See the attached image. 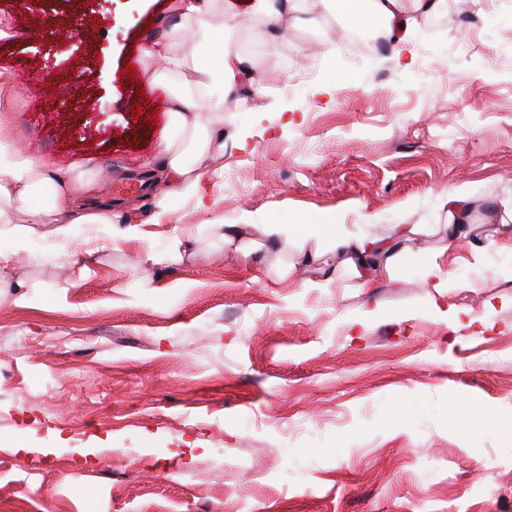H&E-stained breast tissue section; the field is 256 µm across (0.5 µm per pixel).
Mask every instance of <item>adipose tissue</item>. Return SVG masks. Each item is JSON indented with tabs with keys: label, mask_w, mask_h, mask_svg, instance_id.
<instances>
[{
	"label": "adipose tissue",
	"mask_w": 512,
	"mask_h": 512,
	"mask_svg": "<svg viewBox=\"0 0 512 512\" xmlns=\"http://www.w3.org/2000/svg\"><path fill=\"white\" fill-rule=\"evenodd\" d=\"M323 12L341 16L346 28L376 27L380 38L404 53L411 30L419 21L439 13L448 0H320ZM304 0H171L174 24L166 33L164 71L156 84L193 67L195 81L169 95L170 130L156 147L161 172L176 180L183 191H194L203 170L224 150V99L236 93L262 96L265 90L253 61L238 45L252 30L263 32L270 45L288 38L303 10ZM194 46L191 58L174 53L177 43ZM220 64H211V57ZM99 170L92 159L74 163L62 176L51 177L24 149L0 147V233L25 242L33 237L68 238L75 224H108L110 208L75 214L76 198L99 195ZM25 210L30 221L16 224L12 212ZM336 249L358 268L391 270L397 257L393 240L371 235H338Z\"/></svg>",
	"instance_id": "1"
}]
</instances>
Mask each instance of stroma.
Wrapping results in <instances>:
<instances>
[{"instance_id":"stroma-1","label":"stroma","mask_w":512,"mask_h":512,"mask_svg":"<svg viewBox=\"0 0 512 512\" xmlns=\"http://www.w3.org/2000/svg\"><path fill=\"white\" fill-rule=\"evenodd\" d=\"M11 2L0 144L54 173L93 158L143 238L0 236V512H512V5L450 0L402 63L355 69L315 51L341 22L308 0L287 42L241 43L266 93L225 98L223 155L162 203L143 164L169 103L144 52L170 0ZM21 61L38 83L15 82ZM37 98L54 110L35 124ZM452 190L474 206L453 243ZM219 224L304 230L245 260ZM330 224L418 231L363 288ZM178 230L198 257L146 262ZM434 262L448 287L425 282Z\"/></svg>"}]
</instances>
